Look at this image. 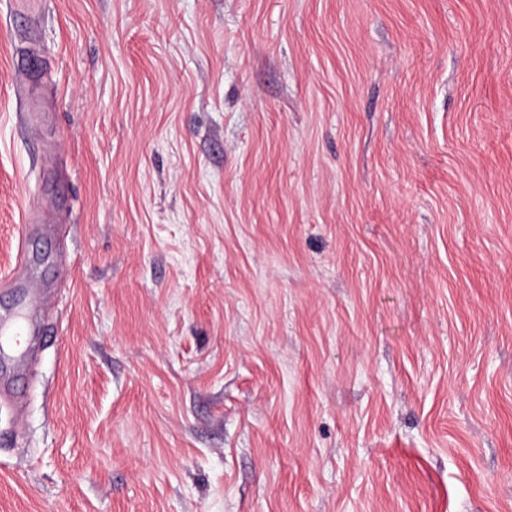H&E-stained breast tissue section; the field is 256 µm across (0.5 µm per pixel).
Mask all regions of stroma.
<instances>
[{"label":"stroma","instance_id":"stroma-1","mask_svg":"<svg viewBox=\"0 0 512 512\" xmlns=\"http://www.w3.org/2000/svg\"><path fill=\"white\" fill-rule=\"evenodd\" d=\"M12 305L0 512H512V0H0Z\"/></svg>","mask_w":512,"mask_h":512}]
</instances>
